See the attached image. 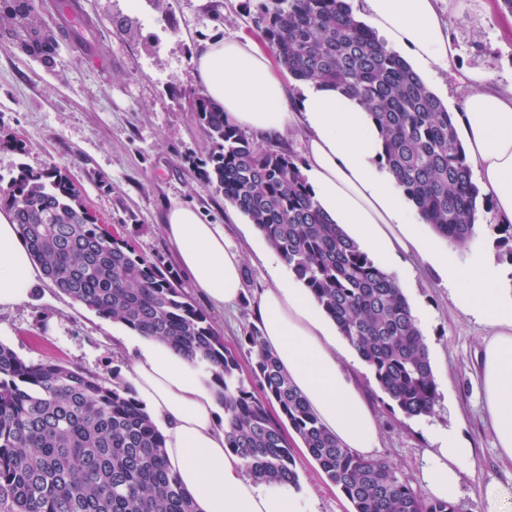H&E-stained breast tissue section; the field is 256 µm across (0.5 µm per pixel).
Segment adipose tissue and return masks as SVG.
<instances>
[{"label": "adipose tissue", "instance_id": "1", "mask_svg": "<svg viewBox=\"0 0 512 512\" xmlns=\"http://www.w3.org/2000/svg\"><path fill=\"white\" fill-rule=\"evenodd\" d=\"M363 22L388 48L404 52L424 74L453 71L457 49L438 0H364ZM197 84L224 107L227 120L257 134H297L304 145L303 174L325 214L386 272L402 257L436 262L440 254L404 206L394 177L379 166L380 130L356 98L331 86H313L292 100L272 57L246 36L203 42L192 58ZM462 108L455 116L465 132V155L501 223H512V88L491 78L460 80ZM164 230L192 288L217 307L242 294L243 258L192 206L174 204ZM456 306L488 329L480 383L486 421L502 456L512 460V301H503L487 265L446 268ZM40 271L10 211L0 210V309L26 303ZM255 315L264 346L287 372L322 426L343 447L371 456L377 421L349 371L340 331L328 323L309 289L280 279L257 299ZM132 371L140 397L163 422L168 459L199 512H306L294 487L269 486L246 473L216 424L217 402L192 365L167 344L145 336ZM422 469L430 497L456 502L461 467L474 454L453 431L435 438Z\"/></svg>", "mask_w": 512, "mask_h": 512}]
</instances>
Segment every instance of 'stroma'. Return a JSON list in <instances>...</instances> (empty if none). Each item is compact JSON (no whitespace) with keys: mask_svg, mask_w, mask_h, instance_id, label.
Wrapping results in <instances>:
<instances>
[{"mask_svg":"<svg viewBox=\"0 0 512 512\" xmlns=\"http://www.w3.org/2000/svg\"><path fill=\"white\" fill-rule=\"evenodd\" d=\"M99 20L83 46L61 40L52 63L0 47V139L25 141V153L0 149V176L19 164L54 166L69 173L84 200L109 231L125 236L136 251L178 268L163 224L180 202L200 209L209 223L223 225L243 254V293L232 305L215 308L190 291L226 346L237 350L242 377L251 357L241 338L254 326L260 291L291 272L266 239L223 194L202 183L197 166L210 145L188 95L196 90L192 57L202 41L251 34L248 0H81ZM462 14L442 19L459 49L458 67L470 75H492L512 85V17L485 12L478 0H461ZM481 223L467 247L449 252L453 266L475 261L492 265L503 297L512 296V255L499 246L491 202L479 205ZM404 294L423 314L438 401L432 415L405 416L386 396L367 365L356 380L377 416V458L390 461L414 490L433 447L432 436L448 428L474 448L461 472L459 506L486 512L483 486L497 480L512 495V464L494 446L479 388V354L486 328L456 308L448 281L430 264L406 256L399 264ZM129 330L100 317L39 280L29 302L0 312V342L27 361H55L104 381H131L134 348L122 338ZM298 490L314 512H352L315 461L293 440Z\"/></svg>","mask_w":512,"mask_h":512,"instance_id":"35a3bbf8","label":"stroma"}]
</instances>
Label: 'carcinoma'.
<instances>
[{
    "label": "carcinoma",
    "mask_w": 512,
    "mask_h": 512,
    "mask_svg": "<svg viewBox=\"0 0 512 512\" xmlns=\"http://www.w3.org/2000/svg\"><path fill=\"white\" fill-rule=\"evenodd\" d=\"M53 28L40 0H0V47L49 63L59 39L83 44L96 25L79 0H56ZM253 29L296 81L356 96L382 134L381 160L425 223L458 248L475 233L480 194L453 116L408 63L353 16L347 0H256ZM210 143L202 182L254 224L408 417L433 413L438 397L425 338L393 276L323 212L284 149L262 148L193 93ZM60 293L141 336L169 344L211 374L224 408V441L247 473L298 484L283 421L353 512H463L425 497L385 460L341 447L266 350L245 330L251 379L237 354L189 299L178 275L98 223L68 174L18 168L0 186V207ZM259 388L263 397L255 395ZM275 402L281 415L266 406ZM0 512H197L166 459L164 438L127 382L58 362H27L0 343Z\"/></svg>",
    "instance_id": "obj_1"
}]
</instances>
